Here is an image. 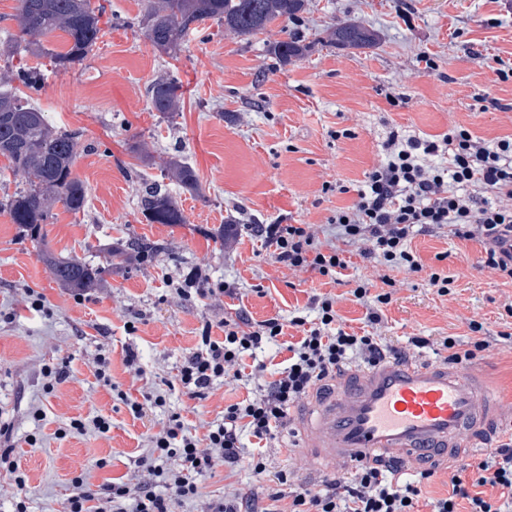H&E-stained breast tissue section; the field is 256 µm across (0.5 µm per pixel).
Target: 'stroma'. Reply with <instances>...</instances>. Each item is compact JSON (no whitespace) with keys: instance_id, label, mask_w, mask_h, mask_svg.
<instances>
[{"instance_id":"obj_1","label":"stroma","mask_w":512,"mask_h":512,"mask_svg":"<svg viewBox=\"0 0 512 512\" xmlns=\"http://www.w3.org/2000/svg\"><path fill=\"white\" fill-rule=\"evenodd\" d=\"M97 2L104 7V37L82 64L56 72L48 59L14 54L8 37L18 31L17 0H0V90L30 96L52 129L80 133L74 173L86 187L85 209L74 214L53 203L44 246L104 270L101 284L80 297L56 283L38 257L40 246L2 207L25 180L0 158V424L8 426L0 448L10 449L28 476V512H65L75 476L97 487L132 474L148 435L171 413H180L200 436L226 406L254 396V380L216 381L202 400L187 395L177 373L197 348L204 324L220 339L223 321L242 314L283 322L276 341L243 359L248 370L263 362L262 379L270 381L288 359L289 345L302 336L291 320L311 316L312 295L335 294L338 323L346 331L364 326L367 309L351 293L361 282L370 294L390 293L376 332L407 359L446 357L444 338L473 341L470 320L483 322L489 346L468 367L502 400H512V284L479 265L480 243L445 233L418 235L410 247L421 272L355 255L348 280L336 283L273 262L254 231L258 224H312L321 240L333 241L329 218L351 203L352 189L378 164L391 131L431 137L461 126L490 141L511 136L512 81L496 80L488 60L512 62V0H307L299 21L275 23L247 39L207 22L174 58L146 37L144 0ZM340 21L375 30L376 44L337 46L331 32ZM289 37L307 50L284 63L267 47ZM424 52L436 61L437 73H424ZM22 63L42 70L39 90L20 81ZM160 76L182 86L183 108L170 118L152 110L146 93ZM393 96L405 97V105L392 106ZM485 97L498 99L500 109L481 111ZM174 155L194 167L200 190L170 183L185 223H148L137 209V190L145 179L170 182L167 161ZM342 185L347 193H339ZM227 223L232 235L214 242ZM134 236L158 244L159 253L109 260L111 248ZM195 268L216 293L181 299L176 291ZM434 271L451 278L448 295L431 285ZM226 283L237 288L236 296L219 293ZM29 288L43 296L46 312L28 309ZM415 336L428 338V346H413ZM103 344L111 349L112 379L121 390L137 399L161 390L166 406L133 418L94 375ZM129 346L140 355L144 379H133L125 366ZM61 360L70 378L46 392L41 369ZM97 414L110 418L107 434L57 438L71 419ZM269 454L272 469L315 487L326 475L348 473L341 466L329 474L317 469L285 432ZM228 489L262 508L289 507L285 499L268 502L246 467L220 466L201 480L196 501L178 512H201Z\"/></svg>"}]
</instances>
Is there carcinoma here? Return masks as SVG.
Returning <instances> with one entry per match:
<instances>
[{"label":"carcinoma","mask_w":512,"mask_h":512,"mask_svg":"<svg viewBox=\"0 0 512 512\" xmlns=\"http://www.w3.org/2000/svg\"><path fill=\"white\" fill-rule=\"evenodd\" d=\"M18 22L28 37L21 50L36 56L47 55L58 70L66 71L82 62L105 35L99 26L100 8L91 0H17ZM306 9V0H146L141 20L152 44L165 54L177 55L186 35L207 20H213L239 36L249 37L276 21H294ZM60 29L66 35L67 49L49 52L35 40ZM337 45L363 48L372 34L351 23H341L333 31ZM303 48L291 39L270 46V53L286 63L301 55ZM153 110L166 116L177 111L182 93L176 82L160 77L148 86ZM79 133L53 131L43 112L24 102L12 91H0V155L21 174L26 187L11 196L4 207L11 220L40 244L41 225L47 223L50 205L60 201L78 213L85 207L86 188L73 175ZM173 177L185 188L199 189L195 169L178 156L170 159ZM139 208L150 224H183L185 217L166 185L144 183L140 187ZM159 247L142 238L130 239L125 247L110 252L122 257L129 253L149 256ZM40 257L52 278L70 289L88 288L100 279L102 268L76 258H64L40 249Z\"/></svg>","instance_id":"obj_1"}]
</instances>
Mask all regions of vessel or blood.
<instances>
[{
    "mask_svg": "<svg viewBox=\"0 0 512 512\" xmlns=\"http://www.w3.org/2000/svg\"><path fill=\"white\" fill-rule=\"evenodd\" d=\"M505 415L475 371L386 360L337 377L295 423L319 467L354 465L382 454L413 464L477 452Z\"/></svg>",
    "mask_w": 512,
    "mask_h": 512,
    "instance_id": "vessel-or-blood-1",
    "label": "vessel or blood"
}]
</instances>
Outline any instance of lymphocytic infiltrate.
Returning <instances> with one entry per match:
<instances>
[{"label":"lymphocytic infiltrate","mask_w":512,"mask_h":512,"mask_svg":"<svg viewBox=\"0 0 512 512\" xmlns=\"http://www.w3.org/2000/svg\"><path fill=\"white\" fill-rule=\"evenodd\" d=\"M383 158L367 175L351 205L337 208L328 220L336 243L320 240L310 224H264L259 234L274 262L296 270L335 277L349 262L344 245L356 246L364 260L422 271L419 257L408 243L416 235L442 232L461 240L482 243L481 267L512 282V137L488 141L468 129L455 127L436 139H422L392 131L382 145ZM367 301L368 329L350 333L337 327L335 296L310 299L315 319L293 317L302 330L300 341L289 345L288 364L278 378L262 385L252 399L224 409L222 419L209 422L203 437L193 436L180 414L173 413L162 428L148 437V448L131 478L90 488L74 477L67 512H174L196 500L198 482L216 466L247 465L265 481L272 500L289 498V512H419L420 480H408L381 462L358 465L349 476L313 488L290 482L287 470H271L265 450H244L241 431L258 441L276 439L288 423L291 406L318 383L335 375L349 361L371 367L390 354V347L372 328L382 320L389 293L370 294L365 286L353 290ZM223 339L203 334L177 377L190 397L204 398L218 379L244 378V356L282 335L276 318L255 322L248 317L225 321ZM478 475L466 480L454 475L447 496L431 500L430 512H502L500 500H512V441L491 448L477 466ZM499 497L485 496V488Z\"/></svg>","instance_id":"f902f5d3"}]
</instances>
